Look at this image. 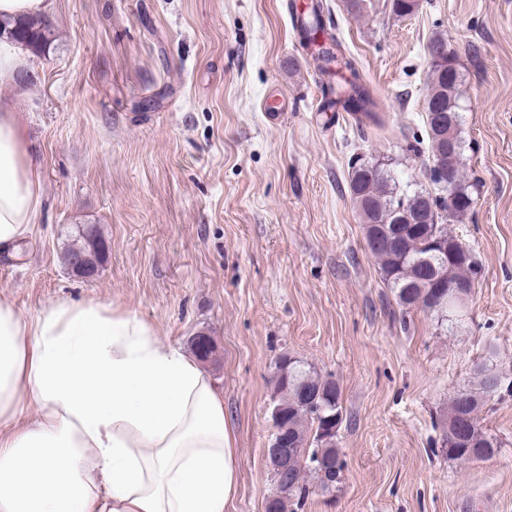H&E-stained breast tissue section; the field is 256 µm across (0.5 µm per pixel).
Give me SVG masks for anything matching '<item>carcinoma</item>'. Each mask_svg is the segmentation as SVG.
Returning a JSON list of instances; mask_svg holds the SVG:
<instances>
[{
	"label": "carcinoma",
	"mask_w": 512,
	"mask_h": 512,
	"mask_svg": "<svg viewBox=\"0 0 512 512\" xmlns=\"http://www.w3.org/2000/svg\"><path fill=\"white\" fill-rule=\"evenodd\" d=\"M325 8L324 0H314L309 9L299 13L296 22L300 41L309 50L319 77L322 100L327 108L352 115L361 129L378 127L383 118L377 97L364 82L356 61L324 22ZM2 34L35 55L43 54L56 41L54 25L38 17L0 23ZM428 55L432 65L425 106L429 157L448 154L453 202H448L441 175L433 168L428 169L433 192L401 187L381 163L354 164L349 188L365 217L368 248L380 262L398 304L405 310L417 308L443 321L459 322L465 307L448 299V289L440 284L470 288L481 271L470 248L449 228L463 221L475 199L461 163L464 145L458 129L460 73L456 59L443 38L430 41ZM438 114L443 115L445 125L435 123ZM450 115L453 124L448 126ZM375 226L389 233L377 247L372 244ZM105 246L98 230H80L76 242L64 252V264L68 267L79 259L95 270ZM275 369L274 403L281 409V419L274 422L275 433L288 436L293 456L286 474L287 487L277 491L274 512H297L311 493L307 474L315 475L323 489L342 482L344 463L335 445L336 435L323 438L320 434L328 417H335L338 427L343 422L341 389L335 380L288 357L279 360ZM478 374L480 391H459L448 404L452 434L444 435L443 442L448 445V455L456 460H490L498 451L496 438L482 428L478 412L484 406V395L498 392L501 378L482 369Z\"/></svg>",
	"instance_id": "1"
}]
</instances>
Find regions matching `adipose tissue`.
Instances as JSON below:
<instances>
[{
	"mask_svg": "<svg viewBox=\"0 0 512 512\" xmlns=\"http://www.w3.org/2000/svg\"><path fill=\"white\" fill-rule=\"evenodd\" d=\"M42 182L0 96L1 253L39 224ZM239 491L223 396L151 324L93 301L27 318L0 299V512H228Z\"/></svg>",
	"mask_w": 512,
	"mask_h": 512,
	"instance_id": "ef3b65f1",
	"label": "adipose tissue"
}]
</instances>
